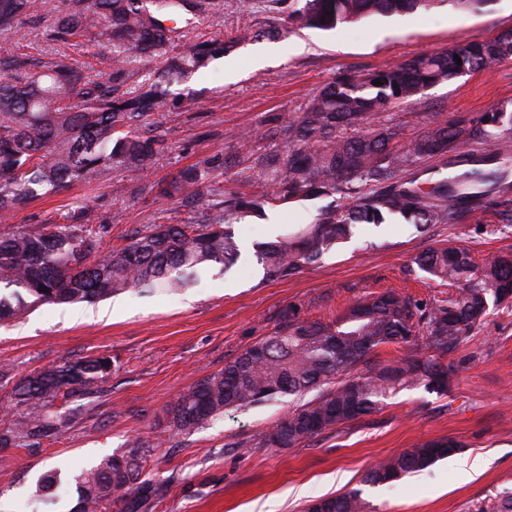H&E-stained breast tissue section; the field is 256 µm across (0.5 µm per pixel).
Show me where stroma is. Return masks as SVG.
Instances as JSON below:
<instances>
[{
	"label": "stroma",
	"instance_id": "35a3bbf8",
	"mask_svg": "<svg viewBox=\"0 0 512 512\" xmlns=\"http://www.w3.org/2000/svg\"><path fill=\"white\" fill-rule=\"evenodd\" d=\"M59 0H35L23 27L0 33V45L17 43L30 57L46 60L64 44L46 40ZM292 0H224L223 11L191 18L179 49L223 40L229 47L208 68L177 85L155 121L167 148L150 173L110 170L48 195L17 212L13 225L37 229L85 213L108 224L102 250L123 247L133 228L181 224L190 213L178 197L162 196L165 185L195 163L220 156L215 171L225 191L259 194L269 188L255 157L283 151V138L268 135L265 118H292L322 88L355 72L381 70L420 53H439L473 39H491L512 28V0H489L479 11L458 10L439 0L407 15L372 16L335 30L292 29L287 39L271 36L285 25ZM512 99V57L492 70L431 87L414 103H395L375 122L392 127L400 146L426 132L434 114L452 120L487 111ZM487 182L512 183V137L496 158L475 150L455 165L435 157L413 164L422 191L470 170ZM334 193L272 207L267 217L235 221L243 256L227 274L212 268L175 294L128 291L94 304H41L0 324V366L13 376L47 369L65 360L115 357L117 366L101 386L92 410L54 441L34 448L0 449V512H74L77 493L64 481L55 501L44 505L31 488L46 472L90 466L122 454L127 439H154L144 474L157 483L161 500L153 512H304L310 500L361 491L376 512H471L474 503L512 487V310L490 308L487 321L447 357L458 369L448 393L404 390L380 412L310 439L294 448L259 445L260 436L285 417L282 400L231 410L189 435L168 434L164 410L197 380L223 368L269 336L286 308L303 319L331 320L354 300L387 289L421 300L447 296V287L427 279L415 258L425 249L454 241L477 263L512 250V227L495 208L470 205L457 224L429 232L402 222L361 231L320 263L278 282L264 281L254 261L256 246L322 211L348 205ZM442 438L460 445L452 457L390 486L371 487L362 477L372 465Z\"/></svg>",
	"mask_w": 512,
	"mask_h": 512
}]
</instances>
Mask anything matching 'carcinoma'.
I'll use <instances>...</instances> for the list:
<instances>
[{
  "instance_id": "carcinoma-1",
  "label": "carcinoma",
  "mask_w": 512,
  "mask_h": 512,
  "mask_svg": "<svg viewBox=\"0 0 512 512\" xmlns=\"http://www.w3.org/2000/svg\"><path fill=\"white\" fill-rule=\"evenodd\" d=\"M288 15L297 27L335 29L373 15H401L426 9L434 0H298ZM32 0H0V32L22 25ZM224 9V0H62L47 36L57 42H86L111 51L112 76L89 82L66 55L33 67L28 54L0 46V219L27 204L59 193L85 176L115 168L148 172L166 140L150 116L174 100L173 85L205 67L224 44L201 42L171 58L161 69L129 68L132 59L152 58L175 47L177 20L186 12ZM512 57V29L492 39H474L437 54L364 74L348 75L323 88L299 115L269 131L285 137L286 150L261 155L270 191L254 197L211 188L214 161L184 170L171 185L193 213L184 224H145L129 243L99 252L107 224H45L0 233V322L44 303H91L132 288L179 290L192 286L200 268L226 267L239 256L228 222L296 198L329 191L354 198L316 224H306L267 243L257 263L268 282L286 280L320 262L350 239L359 224L379 226L401 216L426 232L456 224L461 204L482 196L469 181L444 183L423 195L407 178L413 163L457 152L464 145L490 149L512 135V101L467 118L434 116L431 127L401 150L391 146L395 132L371 128L379 111L422 97L428 88L492 69ZM461 62H456V59ZM140 83L123 90L133 79ZM380 84L375 85L373 81ZM205 205L199 209V205ZM427 277L452 288L431 302L393 291L355 300L336 319L308 321L286 309L277 331L248 347L224 368L198 380L167 409L172 433L189 434L230 410L262 405L285 396L314 393L290 410L262 437L276 448L306 440L382 410L397 392L423 388L443 394L452 386L448 352L481 326L489 307L512 302V253L478 265L457 245L429 248L415 258ZM422 335L430 353L396 365L376 364L365 375L352 374L383 344H407ZM112 357L65 361L16 380L0 369V387L12 385L14 412L0 425V448H30L69 430L81 412L56 413L59 398H93L112 373ZM137 437L120 455L103 458L74 476L78 512H137L158 489L143 477L145 449ZM456 442L429 441L370 468L368 485L386 484L424 470L457 451ZM60 471L43 475L33 496L48 499ZM336 512H367L360 492L333 498ZM472 512H512V491L475 505Z\"/></svg>"
}]
</instances>
